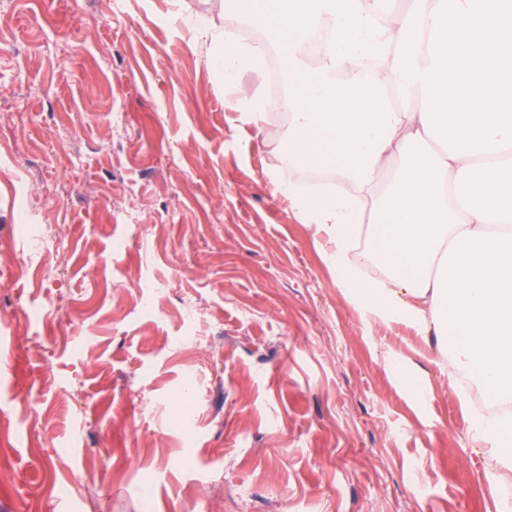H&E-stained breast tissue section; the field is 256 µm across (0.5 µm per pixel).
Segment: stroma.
Segmentation results:
<instances>
[{
  "label": "stroma",
  "mask_w": 512,
  "mask_h": 512,
  "mask_svg": "<svg viewBox=\"0 0 512 512\" xmlns=\"http://www.w3.org/2000/svg\"><path fill=\"white\" fill-rule=\"evenodd\" d=\"M226 27L218 0H0V356L27 368L0 512H512L449 359L367 323L276 194L287 113L225 110ZM36 201L68 247L20 275Z\"/></svg>",
  "instance_id": "1"
}]
</instances>
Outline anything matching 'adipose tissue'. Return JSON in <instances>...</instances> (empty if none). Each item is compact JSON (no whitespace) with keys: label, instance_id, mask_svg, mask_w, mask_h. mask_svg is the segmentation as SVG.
Returning <instances> with one entry per match:
<instances>
[{"label":"adipose tissue","instance_id":"adipose-tissue-1","mask_svg":"<svg viewBox=\"0 0 512 512\" xmlns=\"http://www.w3.org/2000/svg\"><path fill=\"white\" fill-rule=\"evenodd\" d=\"M270 30L288 85V164L270 172L324 235L336 284L367 319L432 337L494 405L512 407V0H238ZM326 39L305 57L315 31ZM205 65L240 122L264 116L243 72L265 44L218 36ZM297 168L336 185L300 190ZM380 266L383 280L364 265ZM476 439L512 471V416Z\"/></svg>","mask_w":512,"mask_h":512}]
</instances>
